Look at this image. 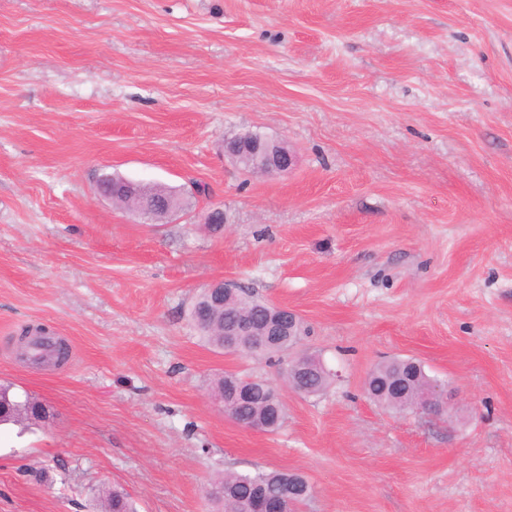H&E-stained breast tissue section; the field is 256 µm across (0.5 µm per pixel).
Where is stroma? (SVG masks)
I'll list each match as a JSON object with an SVG mask.
<instances>
[{
	"label": "stroma",
	"instance_id": "35a3bbf8",
	"mask_svg": "<svg viewBox=\"0 0 512 512\" xmlns=\"http://www.w3.org/2000/svg\"><path fill=\"white\" fill-rule=\"evenodd\" d=\"M245 133L294 167L244 171ZM105 174L192 205L148 222ZM222 280L299 315L325 391L202 339ZM36 326L64 364L20 357ZM407 357L446 412L367 397ZM227 372L276 388L278 430L225 414ZM0 381L49 413L0 428V512L102 484L217 512L259 467L307 480L298 512H512V0H0ZM412 358H395L387 363L377 366L372 370L368 376L366 382V393L367 395L383 406L396 409V410H412L411 407H403L393 403L388 392L382 389V386L389 384L393 378H399L402 371L403 365L400 363L404 360H410Z\"/></svg>",
	"mask_w": 512,
	"mask_h": 512
}]
</instances>
